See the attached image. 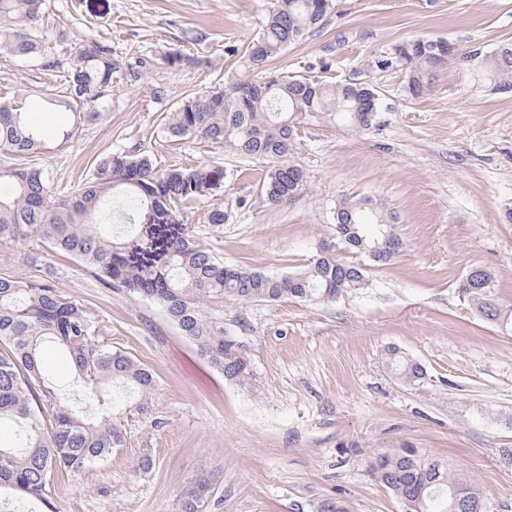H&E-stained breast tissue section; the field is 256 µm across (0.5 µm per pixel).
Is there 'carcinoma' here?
I'll return each mask as SVG.
<instances>
[{
  "instance_id": "obj_1",
  "label": "carcinoma",
  "mask_w": 512,
  "mask_h": 512,
  "mask_svg": "<svg viewBox=\"0 0 512 512\" xmlns=\"http://www.w3.org/2000/svg\"><path fill=\"white\" fill-rule=\"evenodd\" d=\"M45 0H0V56L32 60L60 79L52 105L73 116L72 125L50 132L36 127L27 113L0 101V246L36 238L89 266L105 283L136 293L161 305L200 355L224 379L240 387L252 383L247 345L224 330V305L277 302L292 298L308 303L334 302L365 287L360 265L336 258L333 246L307 268L271 276L224 264L193 234L167 240L153 258L140 262L130 245L112 235V203L120 201L121 223L134 226L141 212L171 215L190 203L210 180L223 172L208 166L162 167L138 147L102 156L77 189L53 197L42 169L19 159L39 152L49 136L74 138L100 122L111 96L112 79L142 76L143 62L119 64L112 48L93 41L81 46L73 60L51 53L38 35ZM332 0H275L258 35L242 54L248 75L181 99L163 117V130L180 141L209 143L225 152L269 165L261 195L273 206L290 202L307 187L304 169L292 161L297 149V125L322 117L338 124L368 127L381 108L379 80L326 83L304 76H280L267 63L305 34L318 28ZM445 41L426 37L394 44L388 56L375 62L379 73L404 66L406 92L422 94L427 71L446 62ZM473 80L498 93L512 90V44L492 55L472 51ZM334 236L347 249L373 262L385 237L393 254L402 241L367 202H347L336 209ZM459 293L477 306L487 320L500 316L491 290V276L471 268L458 284ZM96 326L81 305L54 286L0 272V417L21 429L20 443L0 447V497L9 491L48 506L45 495L56 474L76 476L90 464L123 446L121 413L104 397L107 386L132 400L136 413L148 411L155 378L121 350L95 341ZM50 340L71 359L88 414L71 407L51 385L41 345ZM402 378L417 382L422 367L389 351ZM373 477L400 501L403 512H454L465 498L471 512H491V504L470 484L448 474L433 458L410 454H379L370 461Z\"/></svg>"
}]
</instances>
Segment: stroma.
Here are the masks:
<instances>
[{
    "label": "stroma",
    "mask_w": 512,
    "mask_h": 512,
    "mask_svg": "<svg viewBox=\"0 0 512 512\" xmlns=\"http://www.w3.org/2000/svg\"><path fill=\"white\" fill-rule=\"evenodd\" d=\"M274 0H47L41 37L72 58L83 40L145 64L139 81L112 82L101 122L30 159L53 192L72 191L102 154L136 145L158 164L220 165L172 224L224 262L282 276L304 269L333 236L334 211L369 201L403 242L368 267L367 286L333 303L291 299L225 306L224 328L249 345L252 388L226 382L157 303L104 283L45 244L0 248V267L43 279L81 304L99 344L127 352L155 375L147 414L125 416V444L79 479L51 478L54 512H182L205 485L203 512H317L327 498L347 512H402L369 462L413 448L441 460L493 507L512 512V93L470 79L467 54L512 43V0H333L324 24L270 62L276 73L341 82L368 75L395 43L444 39L456 48L419 97L405 71L381 78L382 109L369 128L308 119L294 156L304 193L272 206L260 195L266 163L207 143L172 141L162 117L185 96L245 76L241 55ZM201 64H193V57ZM53 76L0 57V99L32 124L68 127L48 107ZM226 219L207 222L213 204ZM492 278L501 310L482 318L456 289L471 268ZM421 365L404 382L389 349Z\"/></svg>",
    "instance_id": "obj_1"
}]
</instances>
